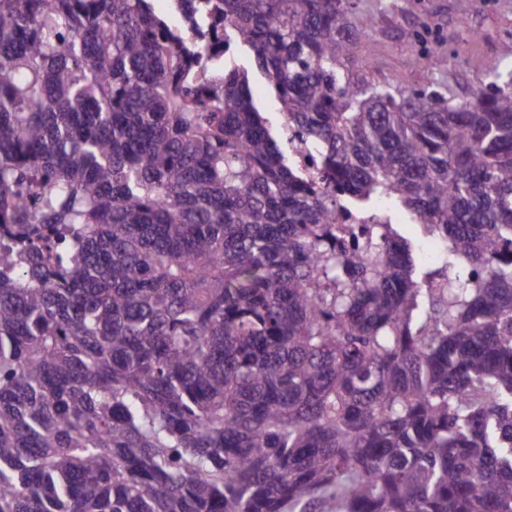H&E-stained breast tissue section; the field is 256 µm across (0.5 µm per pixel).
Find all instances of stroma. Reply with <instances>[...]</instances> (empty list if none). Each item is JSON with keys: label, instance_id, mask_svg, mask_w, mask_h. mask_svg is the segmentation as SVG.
<instances>
[{"label": "stroma", "instance_id": "obj_1", "mask_svg": "<svg viewBox=\"0 0 512 512\" xmlns=\"http://www.w3.org/2000/svg\"><path fill=\"white\" fill-rule=\"evenodd\" d=\"M377 0H351V17L376 45L368 76L408 89H424L441 81L457 100H467L485 79L487 65L512 62V0H479L468 24H461L457 0H394L378 9ZM435 31L436 44L448 67L436 74L417 65V38ZM237 64L248 71L253 99L273 128H280V105L252 54L239 49Z\"/></svg>", "mask_w": 512, "mask_h": 512}]
</instances>
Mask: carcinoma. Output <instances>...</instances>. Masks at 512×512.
<instances>
[{
  "mask_svg": "<svg viewBox=\"0 0 512 512\" xmlns=\"http://www.w3.org/2000/svg\"><path fill=\"white\" fill-rule=\"evenodd\" d=\"M170 2L0 0V512H512V70L457 102L358 76L347 0ZM235 61L236 64L248 71L254 103L260 112H264L265 117L269 119L273 128L279 132V143L287 151L288 144L280 133L282 123L279 111L280 105L274 92L271 90L264 75L257 69L253 56L248 50L243 47L239 48ZM392 206V207H391ZM393 226L405 237L411 239L415 244L416 258L419 264L426 263L421 254L422 249H428L433 238L425 235L421 228L414 224L410 215L398 205H392V200H378L372 207L358 215H348L341 210H336V224H387L391 223L387 216L389 208Z\"/></svg>",
  "mask_w": 512,
  "mask_h": 512,
  "instance_id": "carcinoma-1",
  "label": "carcinoma"
}]
</instances>
